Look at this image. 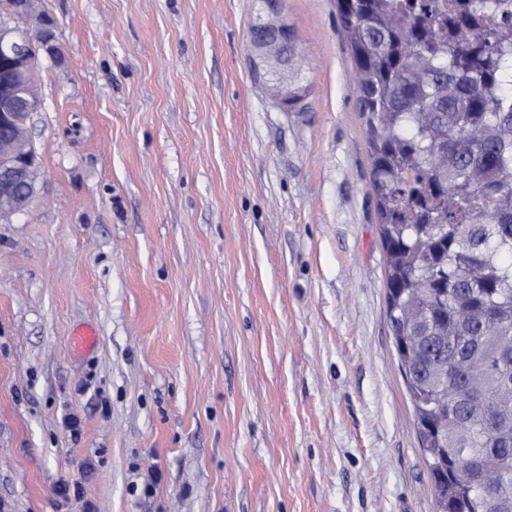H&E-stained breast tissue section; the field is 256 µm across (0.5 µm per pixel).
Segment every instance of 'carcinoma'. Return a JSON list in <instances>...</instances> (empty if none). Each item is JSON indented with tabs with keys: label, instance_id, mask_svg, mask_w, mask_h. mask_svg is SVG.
Masks as SVG:
<instances>
[{
	"label": "carcinoma",
	"instance_id": "1",
	"mask_svg": "<svg viewBox=\"0 0 512 512\" xmlns=\"http://www.w3.org/2000/svg\"><path fill=\"white\" fill-rule=\"evenodd\" d=\"M435 512L512 502V0H336ZM307 95L298 72L288 108Z\"/></svg>",
	"mask_w": 512,
	"mask_h": 512
}]
</instances>
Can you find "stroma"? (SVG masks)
Returning <instances> with one entry per match:
<instances>
[{"label":"stroma","mask_w":512,"mask_h":512,"mask_svg":"<svg viewBox=\"0 0 512 512\" xmlns=\"http://www.w3.org/2000/svg\"><path fill=\"white\" fill-rule=\"evenodd\" d=\"M282 7L291 112L258 0H34L61 57L0 222V512H434L336 0ZM283 0H262L266 6V20L250 29V44L252 47V61L258 65L276 69L282 82L288 85V103L284 91L271 92L274 103L288 112L304 100L307 95V86L303 85L299 78L298 69L294 67L293 76L288 78V64L284 63L286 53L284 41L280 36V27L283 24L282 7ZM286 90V91H287ZM99 342L97 330L92 326H84L76 330L70 337L73 352L84 354L92 351Z\"/></svg>","instance_id":"1"}]
</instances>
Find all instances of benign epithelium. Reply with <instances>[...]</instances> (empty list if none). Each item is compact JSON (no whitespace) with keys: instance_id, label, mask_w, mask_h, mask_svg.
Segmentation results:
<instances>
[{"instance_id":"7a95c632","label":"benign epithelium","mask_w":512,"mask_h":512,"mask_svg":"<svg viewBox=\"0 0 512 512\" xmlns=\"http://www.w3.org/2000/svg\"><path fill=\"white\" fill-rule=\"evenodd\" d=\"M282 0H262L266 20L250 29L252 61L277 70L288 83V64L280 36ZM34 45L16 28L0 22V216L24 213L32 203L36 186L31 173L38 167L34 146L26 138L30 114L40 100L33 91L39 58Z\"/></svg>"}]
</instances>
